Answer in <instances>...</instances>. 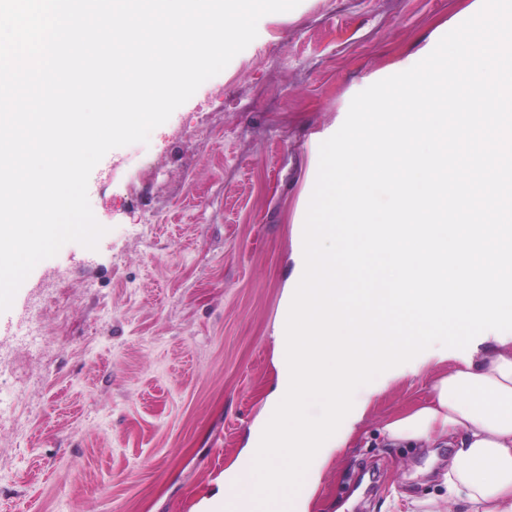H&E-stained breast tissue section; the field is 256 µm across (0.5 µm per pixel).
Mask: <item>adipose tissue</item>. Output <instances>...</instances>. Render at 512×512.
<instances>
[{
    "label": "adipose tissue",
    "instance_id": "adipose-tissue-1",
    "mask_svg": "<svg viewBox=\"0 0 512 512\" xmlns=\"http://www.w3.org/2000/svg\"><path fill=\"white\" fill-rule=\"evenodd\" d=\"M395 442L448 440V499L461 512H512V336L436 377L426 402L387 420ZM250 458L234 463L206 512H255Z\"/></svg>",
    "mask_w": 512,
    "mask_h": 512
}]
</instances>
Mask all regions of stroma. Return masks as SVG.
<instances>
[{"instance_id":"stroma-1","label":"stroma","mask_w":512,"mask_h":512,"mask_svg":"<svg viewBox=\"0 0 512 512\" xmlns=\"http://www.w3.org/2000/svg\"><path fill=\"white\" fill-rule=\"evenodd\" d=\"M471 0H301L155 128L109 151L97 249L65 244L0 313V512H197L276 382L275 329L317 133ZM65 290L47 307L49 288ZM445 361L393 382L311 512H459L447 443H383Z\"/></svg>"}]
</instances>
